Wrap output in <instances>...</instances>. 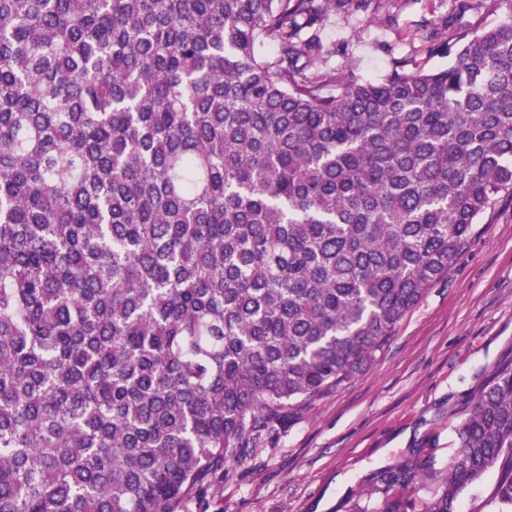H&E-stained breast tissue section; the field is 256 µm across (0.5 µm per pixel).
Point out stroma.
Instances as JSON below:
<instances>
[{
  "label": "stroma",
  "mask_w": 512,
  "mask_h": 512,
  "mask_svg": "<svg viewBox=\"0 0 512 512\" xmlns=\"http://www.w3.org/2000/svg\"><path fill=\"white\" fill-rule=\"evenodd\" d=\"M492 0H394L365 11L345 0L319 32L328 67L382 79L418 56L423 33L453 38L496 24ZM512 366V208L478 224L448 275L400 321L384 352L337 389L290 411L229 476L186 512H378L375 472L412 460L432 468L427 497L457 452L455 427L483 385Z\"/></svg>",
  "instance_id": "35a3bbf8"
}]
</instances>
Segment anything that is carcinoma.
<instances>
[{"label":"carcinoma","mask_w":512,"mask_h":512,"mask_svg":"<svg viewBox=\"0 0 512 512\" xmlns=\"http://www.w3.org/2000/svg\"><path fill=\"white\" fill-rule=\"evenodd\" d=\"M448 66L321 65L336 0H0V512H181L512 206V0ZM378 512H512V368ZM498 473L488 474L474 490L468 492L460 501L458 510L460 512H490L488 500L493 493Z\"/></svg>","instance_id":"obj_1"}]
</instances>
